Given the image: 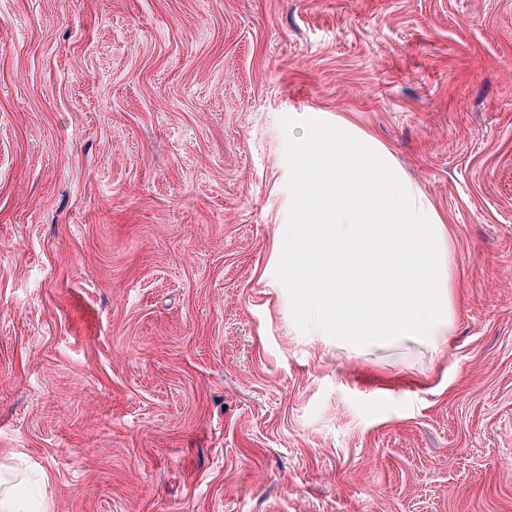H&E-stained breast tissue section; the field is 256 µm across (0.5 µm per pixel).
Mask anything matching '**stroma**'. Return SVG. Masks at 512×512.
<instances>
[{"instance_id": "stroma-1", "label": "stroma", "mask_w": 512, "mask_h": 512, "mask_svg": "<svg viewBox=\"0 0 512 512\" xmlns=\"http://www.w3.org/2000/svg\"><path fill=\"white\" fill-rule=\"evenodd\" d=\"M453 230L448 343L288 325L282 118ZM48 512H512V0H0V465Z\"/></svg>"}]
</instances>
